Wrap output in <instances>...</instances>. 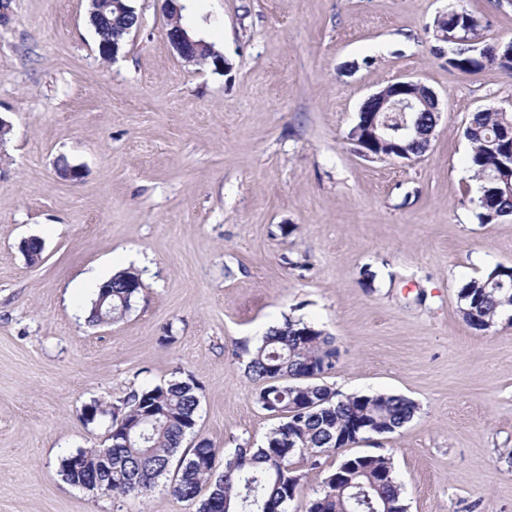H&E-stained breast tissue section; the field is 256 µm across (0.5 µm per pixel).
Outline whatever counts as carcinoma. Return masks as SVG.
<instances>
[{"instance_id":"1","label":"carcinoma","mask_w":512,"mask_h":512,"mask_svg":"<svg viewBox=\"0 0 512 512\" xmlns=\"http://www.w3.org/2000/svg\"><path fill=\"white\" fill-rule=\"evenodd\" d=\"M137 12L120 15L110 9L96 15L92 26L97 44H112V32L135 25ZM454 28V42L435 47L436 54H447L451 69L474 72L496 66L512 72V39L502 42L494 56L487 55L488 39L481 20L462 10L451 20L437 17L433 33ZM392 130L409 123L413 136L396 146L387 141L371 149L376 160L399 157L418 159L429 149L427 137L434 113L387 112ZM464 137L469 143L467 163L478 183L479 196L473 200L482 224H494L512 215V196L502 193L490 176L512 164V113L478 110L471 114ZM487 280L512 281V266L498 265L484 278L466 283L458 293L463 320L475 330L491 328L512 308V292L485 289ZM112 292V320L122 318L142 288L140 273L119 270L102 284ZM247 373L259 383L257 404L280 424L259 448H239L219 462L218 452L206 438L183 447L197 424L200 385L189 376L165 385L131 391L127 397L106 409L112 414V429H127L133 441L115 440L110 448L112 471L101 470V448H82L84 471L75 474L60 461V474L71 485L96 475L102 481L100 492L114 498L145 496L159 478L171 473L172 493L186 500L195 499L203 485L209 493L197 512H288L304 475L293 467V459L306 457L318 467L321 456L335 453L371 435L394 434L410 422L418 406L410 399L392 394L339 397L319 383L322 375L336 367L339 351L333 337L301 318L287 317L269 328L260 342L248 351ZM341 471H330L318 496L310 500L306 512H407L403 485L393 473L391 458L367 453L340 460Z\"/></svg>"}]
</instances>
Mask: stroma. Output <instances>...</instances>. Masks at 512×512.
<instances>
[{"mask_svg": "<svg viewBox=\"0 0 512 512\" xmlns=\"http://www.w3.org/2000/svg\"><path fill=\"white\" fill-rule=\"evenodd\" d=\"M133 4L141 25L105 60L87 0H0V512H197L169 476L117 499L66 483L63 456L106 444L81 409L190 376L198 436L222 456L260 447L278 421L245 348L288 316L334 337L332 391L417 404L346 449L391 456L408 512H512V319L474 330L458 299L512 266V217L476 219L463 137L471 112H512V74L432 51L451 7L512 38V0H189L182 23L220 47L221 71L174 52L162 0ZM401 79L438 98L430 148L364 159L356 114ZM129 256L141 293L89 325L84 273ZM339 460L296 459L288 512Z\"/></svg>", "mask_w": 512, "mask_h": 512, "instance_id": "35a3bbf8", "label": "stroma"}]
</instances>
